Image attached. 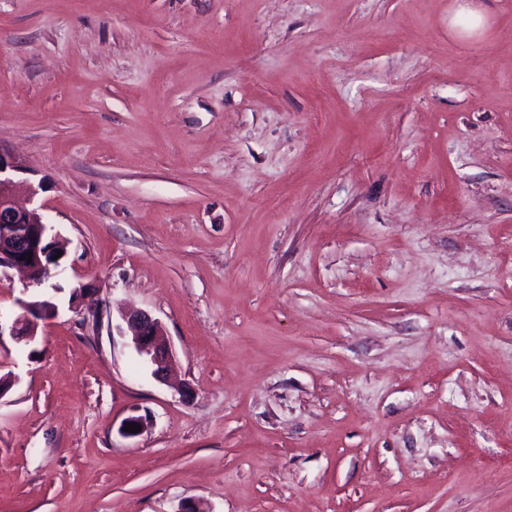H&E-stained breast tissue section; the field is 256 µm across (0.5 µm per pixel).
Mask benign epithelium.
Listing matches in <instances>:
<instances>
[{"label":"benign epithelium","instance_id":"1","mask_svg":"<svg viewBox=\"0 0 512 512\" xmlns=\"http://www.w3.org/2000/svg\"><path fill=\"white\" fill-rule=\"evenodd\" d=\"M17 162L0 151V270L16 268L26 274L31 286H41L56 276L61 260L54 259L57 251L63 250L57 238L47 234V224L36 210L16 205V184L11 172L17 170ZM32 255V261L25 259ZM19 312L8 326L0 323V340L9 333L21 348L29 346L36 339L38 321L54 316L57 306L50 300L27 302L17 300ZM131 331L130 344L145 358L152 375L163 379L170 370L174 356L167 345L160 322L150 314L128 309L122 314Z\"/></svg>","mask_w":512,"mask_h":512}]
</instances>
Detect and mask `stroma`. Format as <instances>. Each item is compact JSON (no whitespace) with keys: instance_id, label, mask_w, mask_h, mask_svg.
<instances>
[{"instance_id":"35a3bbf8","label":"stroma","mask_w":512,"mask_h":512,"mask_svg":"<svg viewBox=\"0 0 512 512\" xmlns=\"http://www.w3.org/2000/svg\"><path fill=\"white\" fill-rule=\"evenodd\" d=\"M0 150V512H512V0H0ZM17 167V162L0 150V272L20 269L26 274L28 287L41 286L56 276L66 251L56 237H48V224L36 210L16 205L17 186L10 175ZM57 250L63 255L53 260ZM28 257H32L31 263ZM19 312L15 314L8 326H3L0 320V339L7 328L9 336L21 348L29 346L36 339L38 321L54 316L57 306L50 300L27 302L23 299L16 302ZM122 317L131 331L128 336H131L133 349L145 358L156 379H164L174 356L164 339L160 322L150 314L136 309L126 310Z\"/></svg>"}]
</instances>
